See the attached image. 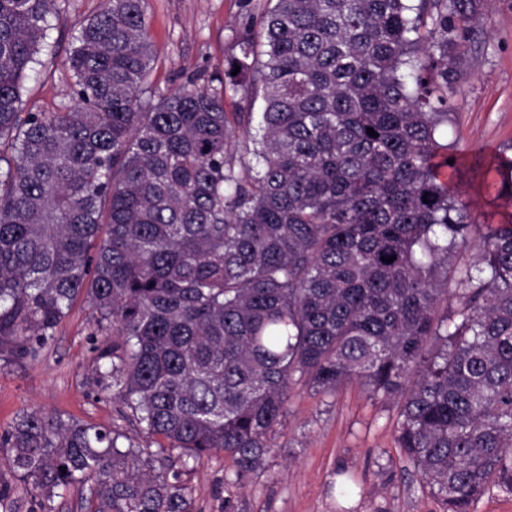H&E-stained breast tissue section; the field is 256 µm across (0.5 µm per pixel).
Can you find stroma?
I'll return each mask as SVG.
<instances>
[{
    "instance_id": "stroma-1",
    "label": "stroma",
    "mask_w": 512,
    "mask_h": 512,
    "mask_svg": "<svg viewBox=\"0 0 512 512\" xmlns=\"http://www.w3.org/2000/svg\"><path fill=\"white\" fill-rule=\"evenodd\" d=\"M58 5L36 72L25 83L26 112H55L69 101L66 59L101 0ZM270 7V0H146L154 87L167 93L184 76L223 73L236 35L246 27L261 35ZM477 30L440 140L490 164L512 145V0H487ZM454 188L470 205L475 235L512 221V197L486 190L479 178L464 176ZM111 342V329L97 327L81 298L38 357L0 360V433L23 412L42 410L145 443L127 409L96 383L97 354ZM399 409L398 398L373 397L356 382L328 395L294 385L266 471L241 485L229 482L234 464L217 452L184 473L194 512H224L228 498L238 512H441L397 445Z\"/></svg>"
}]
</instances>
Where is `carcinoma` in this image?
Here are the masks:
<instances>
[{"label":"carcinoma","instance_id":"obj_1","mask_svg":"<svg viewBox=\"0 0 512 512\" xmlns=\"http://www.w3.org/2000/svg\"><path fill=\"white\" fill-rule=\"evenodd\" d=\"M144 3L102 0L71 103L23 112L56 0H0V357L37 356L84 293L112 324L102 390L185 466L222 451L243 482L293 385L356 380L401 400L443 512L512 495V222L448 267L472 236L452 181L478 163L437 139L482 0H275L224 76L169 94ZM482 177L512 194V159ZM119 438L33 410L0 448L48 509L92 480V512H193L182 469Z\"/></svg>","mask_w":512,"mask_h":512}]
</instances>
